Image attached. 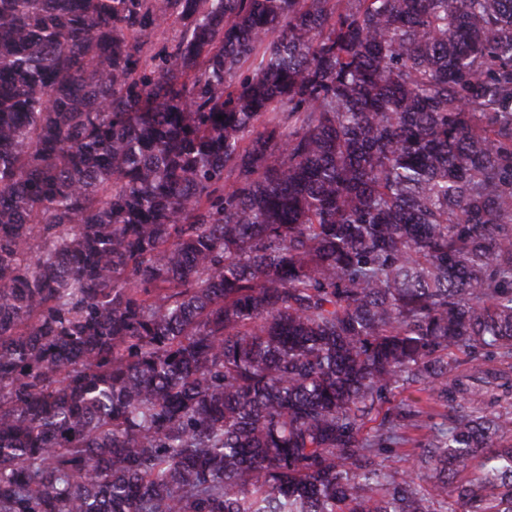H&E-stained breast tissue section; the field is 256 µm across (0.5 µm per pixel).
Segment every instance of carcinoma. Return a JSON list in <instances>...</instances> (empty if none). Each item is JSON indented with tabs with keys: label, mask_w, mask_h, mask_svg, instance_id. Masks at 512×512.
<instances>
[{
	"label": "carcinoma",
	"mask_w": 512,
	"mask_h": 512,
	"mask_svg": "<svg viewBox=\"0 0 512 512\" xmlns=\"http://www.w3.org/2000/svg\"><path fill=\"white\" fill-rule=\"evenodd\" d=\"M509 433L512 0H0V512H512Z\"/></svg>",
	"instance_id": "obj_1"
}]
</instances>
